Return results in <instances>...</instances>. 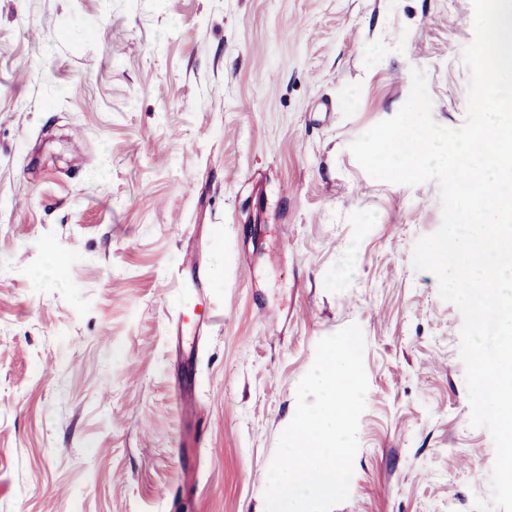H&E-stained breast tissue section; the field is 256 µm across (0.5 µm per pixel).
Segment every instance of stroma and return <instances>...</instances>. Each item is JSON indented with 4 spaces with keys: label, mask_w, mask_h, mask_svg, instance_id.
Returning a JSON list of instances; mask_svg holds the SVG:
<instances>
[{
    "label": "stroma",
    "mask_w": 512,
    "mask_h": 512,
    "mask_svg": "<svg viewBox=\"0 0 512 512\" xmlns=\"http://www.w3.org/2000/svg\"><path fill=\"white\" fill-rule=\"evenodd\" d=\"M474 38L471 0H0V512H265L352 324L334 512H497L460 313L412 265L440 186L349 150L415 68L462 126Z\"/></svg>",
    "instance_id": "obj_1"
}]
</instances>
